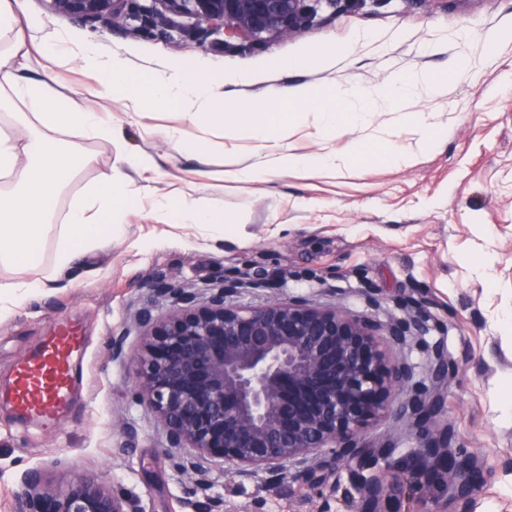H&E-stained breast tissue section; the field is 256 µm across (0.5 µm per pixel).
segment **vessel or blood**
<instances>
[{
	"mask_svg": "<svg viewBox=\"0 0 512 512\" xmlns=\"http://www.w3.org/2000/svg\"><path fill=\"white\" fill-rule=\"evenodd\" d=\"M82 326L57 322L38 349L22 358L13 373L11 401L17 416L52 426L68 409L76 390V366L86 355Z\"/></svg>",
	"mask_w": 512,
	"mask_h": 512,
	"instance_id": "b4317fda",
	"label": "vessel or blood"
}]
</instances>
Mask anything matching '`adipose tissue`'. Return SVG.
<instances>
[{"label": "adipose tissue", "mask_w": 512, "mask_h": 512, "mask_svg": "<svg viewBox=\"0 0 512 512\" xmlns=\"http://www.w3.org/2000/svg\"><path fill=\"white\" fill-rule=\"evenodd\" d=\"M371 39L370 33L359 32L344 45L285 63L271 61L267 67L272 71L285 67L326 70L339 58L353 56L360 44ZM33 49L56 66L76 64L101 76L100 86L86 88L85 101L80 104L60 90L53 74L36 81L22 77L23 62ZM134 68L126 47L106 53L96 44L46 31L43 23L25 12L22 0H0V107L19 110L23 119L35 121L34 132L21 141L0 126V184L11 186L8 194H0V268H36L45 256L53 258L45 277L0 279L1 318L14 305L67 279L76 257L111 240L122 227L125 205L134 193L130 171L158 168L148 151L122 156L90 189L74 198L66 214H59V198L70 181L96 164L95 156L81 147V140L103 135L114 141L123 138V122L104 120L97 103L130 101L127 116L131 119L156 108L177 106L195 123L214 130L229 124L262 144L290 138L308 116L316 130L327 132L366 125L370 114L369 105L351 109L342 94H323L307 84L272 91L259 105L244 104L228 96L224 87L249 84L252 74H218L193 58L153 68L145 82L132 88L125 77ZM108 72L114 73V80H105ZM338 160L331 153L302 155L284 148L263 162L230 170L229 175L240 181L270 182L295 169L331 172ZM153 214L162 223L194 225L222 239L236 235L240 226L238 218L224 215L204 194L183 196L175 202L157 196ZM58 218L63 221L60 234L49 238L48 229Z\"/></svg>", "instance_id": "ef3b65f1"}]
</instances>
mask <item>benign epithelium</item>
<instances>
[{
	"label": "benign epithelium",
	"mask_w": 512,
	"mask_h": 512,
	"mask_svg": "<svg viewBox=\"0 0 512 512\" xmlns=\"http://www.w3.org/2000/svg\"><path fill=\"white\" fill-rule=\"evenodd\" d=\"M54 0L56 9L84 24L109 25L125 16L144 29L165 31L177 17L194 19L189 39L253 42L265 34H292L313 22L320 0ZM240 282L229 277L200 303L189 288L166 284L170 298L159 315L139 309L142 344L133 359L136 397L154 413L166 437L165 455L184 477L189 512H224L212 491L204 459H220L244 482L258 470L265 487L293 478L315 490L328 485L333 466L360 476L361 512H472L483 486L476 455L451 448L444 413L450 360L431 346L427 382L390 350L426 330L422 311L383 327L365 316L303 298H273L261 308L238 305ZM127 332H112V359L128 358ZM399 431L414 429L419 445L395 456L396 444L370 448L364 432L377 419ZM329 455L330 462L314 461ZM426 477L437 495L415 509L417 483ZM14 512H134L131 503L89 478L77 477L62 493L27 470Z\"/></svg>",
	"instance_id": "benign-epithelium-1"
}]
</instances>
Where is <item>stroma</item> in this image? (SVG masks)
<instances>
[{"mask_svg": "<svg viewBox=\"0 0 512 512\" xmlns=\"http://www.w3.org/2000/svg\"><path fill=\"white\" fill-rule=\"evenodd\" d=\"M26 12L49 29L100 44L122 45L136 63L171 64L198 57L221 71H250L273 59L289 60L303 50L346 43L353 34H375L356 55L328 70L273 72L261 82L234 88V98L262 101L273 85L309 83L337 88L352 105L374 100L377 111L365 129L319 136L306 128L290 140L295 152L345 154L366 139L408 147L415 142L409 113H431L447 125L448 140L420 154L408 168L380 160L355 159L342 175L293 170L270 183L217 179L225 156L249 165L265 151L225 127L206 162L194 151L208 131L177 107L146 112L125 125L121 144L103 136L84 140L94 168L76 175L60 197L59 213L94 183L118 154L152 153L159 173L128 204L121 231L111 244L82 256L71 280L14 307L0 319V512H12L23 472L35 469L53 491L86 476L131 499L138 512H186L183 479L169 466L165 435L154 415L135 399L132 371L113 361L110 338L124 329L130 349L140 345L138 309L163 314L167 300L150 293L163 279L199 295L235 276L243 286L237 303L259 307L270 297H302L384 325L422 305L423 336L411 339L401 355L424 380L427 348L443 344L455 364L448 380L444 416L454 445L484 458L485 483L474 512H512V39L484 50L488 33L512 28V0H358L320 12L296 35H268L242 46L196 42L139 29L137 22L107 29L83 25L55 10L52 0H23ZM466 69L433 96L418 88L396 105L380 97L397 77L418 70L437 73L456 61ZM181 130L182 148L160 136ZM206 189L228 214H241L236 237L221 241L207 232L164 224L152 216L154 194L174 197ZM488 261L486 273L474 257ZM262 274L267 287L249 281ZM381 305L371 309L367 294ZM84 327L88 343L85 376L75 404L57 431L22 423L4 392L13 365L35 349L61 319ZM136 428L129 438L128 428ZM210 480L224 499V512H360L357 477L345 467L332 471L333 494L319 496L288 481L266 492L263 472L238 483L230 471L213 467Z\"/></svg>", "mask_w": 512, "mask_h": 512, "instance_id": "obj_1", "label": "stroma"}]
</instances>
